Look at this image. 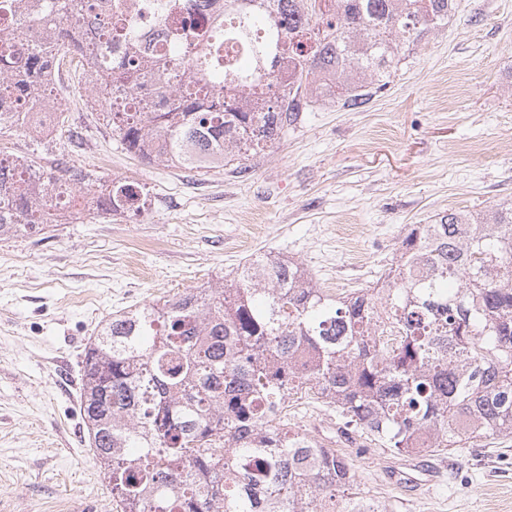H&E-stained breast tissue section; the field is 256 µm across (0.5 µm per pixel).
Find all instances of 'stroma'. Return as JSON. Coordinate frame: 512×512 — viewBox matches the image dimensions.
<instances>
[{
    "label": "stroma",
    "mask_w": 512,
    "mask_h": 512,
    "mask_svg": "<svg viewBox=\"0 0 512 512\" xmlns=\"http://www.w3.org/2000/svg\"><path fill=\"white\" fill-rule=\"evenodd\" d=\"M383 91L318 99L247 174L187 176L128 153L81 69L53 83L66 122L11 150L149 190L140 214L95 211L0 240V512H117L80 412L85 347L112 314L221 280L271 254L343 296L375 283L410 225L512 203V0H455ZM288 425L333 438L387 512H512V438L396 457L302 399Z\"/></svg>",
    "instance_id": "obj_1"
}]
</instances>
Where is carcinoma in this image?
<instances>
[{"label": "carcinoma", "mask_w": 512, "mask_h": 512, "mask_svg": "<svg viewBox=\"0 0 512 512\" xmlns=\"http://www.w3.org/2000/svg\"><path fill=\"white\" fill-rule=\"evenodd\" d=\"M22 0H0V131L25 129L67 61H85L88 86L125 149L197 172L288 134L311 79L336 72L344 103L382 90L403 45L448 24L453 0H224L227 15L199 34L181 0H164L173 45L144 54L137 0L104 2L100 35L125 46L104 61L82 38L96 0H55L62 22L18 57L12 42L39 23ZM241 53L224 55L225 37ZM291 81L266 89L277 63ZM134 109L106 96L114 84ZM39 189L0 166V239L60 224L72 211L43 203L58 182L92 192L98 210L138 214L144 186L101 181L61 159L15 157ZM339 297L298 263L258 256L224 282L112 316L84 349L81 414L120 512H359L353 465L288 428L292 392L316 396L345 425L390 453L461 448L512 437V204L481 217L450 211L413 224L379 279Z\"/></svg>", "instance_id": "1"}]
</instances>
